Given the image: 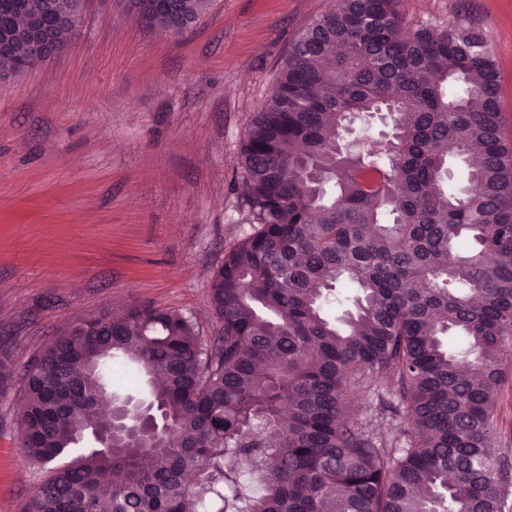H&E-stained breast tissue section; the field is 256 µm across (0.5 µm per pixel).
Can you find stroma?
<instances>
[{
    "instance_id": "obj_1",
    "label": "stroma",
    "mask_w": 512,
    "mask_h": 512,
    "mask_svg": "<svg viewBox=\"0 0 512 512\" xmlns=\"http://www.w3.org/2000/svg\"><path fill=\"white\" fill-rule=\"evenodd\" d=\"M335 0H209L180 36L129 0H87L56 58L0 79V344L18 371L79 321L138 306L195 316L248 212L239 147L297 33ZM407 24L479 27L512 143V0H404ZM22 393L0 394V512H25L42 471L19 444Z\"/></svg>"
}]
</instances>
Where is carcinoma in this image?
Instances as JSON below:
<instances>
[{
  "mask_svg": "<svg viewBox=\"0 0 512 512\" xmlns=\"http://www.w3.org/2000/svg\"><path fill=\"white\" fill-rule=\"evenodd\" d=\"M51 2L44 22L63 49L74 0ZM134 6L182 31L208 0ZM10 52L15 75L44 63L24 42ZM385 113L388 137L365 130L345 150L356 121ZM239 160L251 224L209 288L218 335L144 307L46 346L23 379L21 451L47 473L26 512H512L496 427L512 339V148L482 30L410 28L403 0H337L291 42ZM341 281L357 295L336 316ZM124 359L152 382L161 421L147 438L112 392ZM15 370L1 349L0 393ZM353 387L376 397L375 419L389 397L408 405L411 430L346 415Z\"/></svg>",
  "mask_w": 512,
  "mask_h": 512,
  "instance_id": "1",
  "label": "carcinoma"
}]
</instances>
